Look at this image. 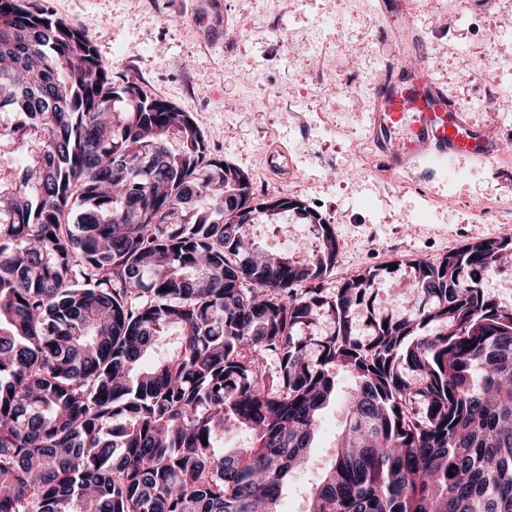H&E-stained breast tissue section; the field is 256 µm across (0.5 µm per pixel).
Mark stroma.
Returning <instances> with one entry per match:
<instances>
[{"label": "stroma", "mask_w": 512, "mask_h": 512, "mask_svg": "<svg viewBox=\"0 0 512 512\" xmlns=\"http://www.w3.org/2000/svg\"><path fill=\"white\" fill-rule=\"evenodd\" d=\"M78 25L113 76L190 112L213 157L247 172L258 198L294 197L332 225L325 282L381 267L376 314L414 303L411 260H440L483 238L512 237V0H30ZM425 60L458 111L495 133L488 161L421 164L392 175L370 134L374 84L395 61ZM292 251L313 236L291 212L251 229ZM355 386L336 373L280 512H306L331 467Z\"/></svg>", "instance_id": "35a3bbf8"}]
</instances>
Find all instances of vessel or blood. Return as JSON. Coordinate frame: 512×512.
<instances>
[{"label":"vessel or blood","mask_w":512,"mask_h":512,"mask_svg":"<svg viewBox=\"0 0 512 512\" xmlns=\"http://www.w3.org/2000/svg\"><path fill=\"white\" fill-rule=\"evenodd\" d=\"M375 95L373 136L386 156L389 172H399L420 159L447 167L461 155L481 161L494 156V141L457 111L423 65L386 79Z\"/></svg>","instance_id":"b4317fda"}]
</instances>
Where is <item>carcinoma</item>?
Segmentation results:
<instances>
[{"label": "carcinoma", "mask_w": 512, "mask_h": 512, "mask_svg": "<svg viewBox=\"0 0 512 512\" xmlns=\"http://www.w3.org/2000/svg\"><path fill=\"white\" fill-rule=\"evenodd\" d=\"M0 112L23 158L0 176V512H277L339 368L308 512H512V308L483 288L512 237L410 261L418 304L364 339L382 269L326 290L321 215L254 196L190 113L27 0H0ZM285 211L315 245L259 256L250 228ZM231 426L254 442L218 455ZM336 397L322 411L312 448L303 465L292 473L278 502L281 512H306L311 490L331 467L337 439L344 429L346 401L355 386L345 370L336 371Z\"/></svg>", "instance_id": "cac0c4a2"}]
</instances>
